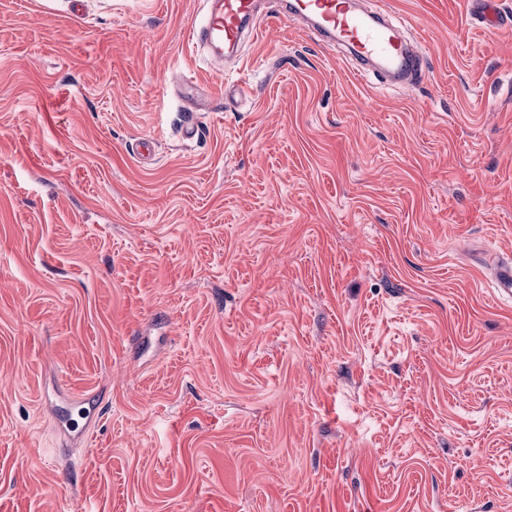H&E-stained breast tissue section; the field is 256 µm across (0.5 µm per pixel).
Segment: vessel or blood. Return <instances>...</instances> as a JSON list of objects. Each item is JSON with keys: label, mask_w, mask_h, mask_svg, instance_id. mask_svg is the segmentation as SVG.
I'll return each mask as SVG.
<instances>
[{"label": "vessel or blood", "mask_w": 512, "mask_h": 512, "mask_svg": "<svg viewBox=\"0 0 512 512\" xmlns=\"http://www.w3.org/2000/svg\"><path fill=\"white\" fill-rule=\"evenodd\" d=\"M477 18L495 31L511 32L512 19L503 16L496 0H478ZM360 0H207L199 24L193 25L189 40L194 50L203 51L210 74L223 76L239 60L243 41L256 40L264 15L302 22L328 46L343 47L359 77L377 74L393 86L415 83L425 73V58L402 23L392 21L387 12H364ZM184 96L191 108L180 127L184 139L197 134V115L209 111L211 97L200 90L193 74L180 78Z\"/></svg>", "instance_id": "obj_1"}]
</instances>
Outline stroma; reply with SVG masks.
I'll return each mask as SVG.
<instances>
[{"label": "stroma", "mask_w": 512, "mask_h": 512, "mask_svg": "<svg viewBox=\"0 0 512 512\" xmlns=\"http://www.w3.org/2000/svg\"><path fill=\"white\" fill-rule=\"evenodd\" d=\"M377 2L416 87L272 16L188 141L202 0H0V512H512V36ZM180 84L184 96L192 105L188 112H184V121L180 127L181 136L184 139H193L197 134V112H209L211 97L209 94L199 91V79L189 73L183 74L180 78Z\"/></svg>", "instance_id": "obj_1"}]
</instances>
